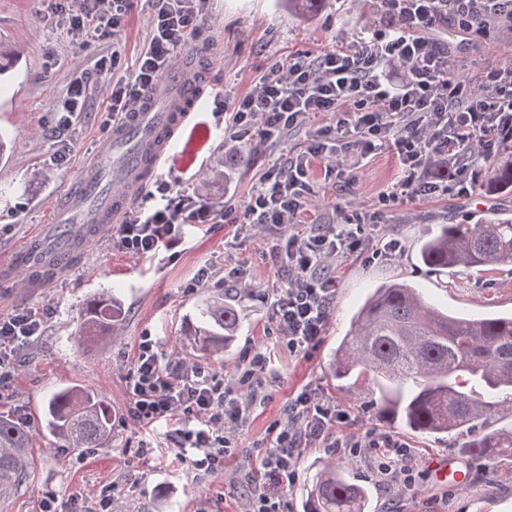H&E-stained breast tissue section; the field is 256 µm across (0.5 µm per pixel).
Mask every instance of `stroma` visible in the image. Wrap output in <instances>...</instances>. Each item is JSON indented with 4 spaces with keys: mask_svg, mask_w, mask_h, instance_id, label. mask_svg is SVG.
I'll use <instances>...</instances> for the list:
<instances>
[{
    "mask_svg": "<svg viewBox=\"0 0 512 512\" xmlns=\"http://www.w3.org/2000/svg\"><path fill=\"white\" fill-rule=\"evenodd\" d=\"M389 24L380 0H325L310 17L288 13L283 0H210L206 23L190 40L191 56L180 64L208 59L211 95L202 116L210 128L209 142L186 158L173 152L162 169L177 177L186 195L214 209H227L220 224H194L158 254L133 258L119 250L111 234L84 245L69 270L53 272L45 286L29 287L25 274L14 268L12 256L25 239L46 222L49 209L77 180L99 139L107 132L105 108L112 86L100 82L88 93L85 112L60 126L57 112L72 80L110 53L111 40L80 47L52 0H0V39L18 44L23 54L0 77V136L8 155L0 160V316L32 311L44 322V332L15 355L18 371L0 392V411L27 425L42 420L45 407L60 389L80 385L101 394L112 411V435L96 448H71L49 432L33 444L28 479L4 501L0 512H39L47 495L84 512L104 495L123 512H251L250 481H264L258 457L267 446L269 429L286 421L285 407L301 389L336 402L351 416L348 433L389 434L413 448L416 486H389L367 455H347L343 461L354 482L368 485L369 512H512V461L490 464L463 457L457 441L414 435L367 413L371 397L366 386L344 387L331 370L336 346L349 327L352 313L370 288L406 280L431 303L463 314L512 312V263L485 273L460 268L442 278L419 262L422 237L441 224H477L488 218L512 219V192L494 194L474 186L470 194L438 195L399 201L382 208L379 233L399 239L396 255L372 260L363 254L338 258L330 266L336 278V298L325 331L307 355H289L275 343L268 296L284 283L271 255L276 238L246 224L243 205L259 175L280 159L303 153L310 129L290 132L275 146L256 144L247 166L233 170L230 182L202 183L201 175L231 144L221 104L245 95L262 69L297 50L335 48L338 40L372 36ZM435 39L455 56L461 78L471 80L488 63L512 66V30L503 28L471 46L451 24H442ZM352 185L329 179L326 163L313 161L310 183L315 195L300 217L301 230L314 224H342L355 209L379 206L378 194L399 173L391 150L357 166ZM243 266L251 292L240 300L247 316L228 360L191 353L184 362L234 379L254 354L270 358V398L254 407L246 424L234 434L235 452L224 459L222 474H192L178 449L149 446V431L129 415L127 377L142 336H152L162 363L175 362L186 321L209 297L224 290L225 265ZM208 278L192 286L199 270ZM115 290L122 314L107 344L86 348L77 340L85 304L102 291ZM325 448L296 451L297 479L281 490L288 512H303L306 487L329 458ZM453 459L468 474L466 482L440 483L434 462Z\"/></svg>",
    "mask_w": 512,
    "mask_h": 512,
    "instance_id": "35a3bbf8",
    "label": "stroma"
}]
</instances>
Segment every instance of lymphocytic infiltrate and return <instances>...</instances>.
Returning <instances> with one entry per match:
<instances>
[{
	"label": "lymphocytic infiltrate",
	"mask_w": 512,
	"mask_h": 512,
	"mask_svg": "<svg viewBox=\"0 0 512 512\" xmlns=\"http://www.w3.org/2000/svg\"><path fill=\"white\" fill-rule=\"evenodd\" d=\"M140 0H58L72 33L86 41L119 34ZM151 30L132 69L123 67V49L113 45L92 70L71 82L61 109L84 108L91 84L112 83V114L129 111L150 93L157 79L188 46V38L208 16L209 0H147ZM391 29L372 38L339 41L323 53L298 51L267 66L252 89L235 102L230 128L237 140L277 143L284 131L314 126L331 115L335 125L314 127L304 154L270 166L259 178L244 209L247 223L282 231L273 252L288 286L272 303V318L289 354H306L324 332L336 296L329 260L356 252L391 256L397 239L378 234V212L358 211L345 224H314L293 229L310 202L309 161L328 159V174L344 179L338 153L366 158L388 148L401 174L379 201L389 204L437 194H468L481 175L479 156L490 155L499 140H512V67L486 65L478 80H462L456 61L431 37L442 22H455L473 38L491 28H512V0H381ZM409 75L395 79V65ZM223 213L177 190L169 176L155 180L122 223L113 241L132 257L148 256L177 241L191 224H220ZM39 318L28 312L0 318V390L15 364L10 351L38 339ZM267 358L256 353L237 381L201 367L162 365L151 337H142L128 378L130 414L135 421L167 424L163 438L189 450V467L203 474L224 470L232 430L246 421L251 406L239 400L237 385L264 387ZM286 424H273L260 465L274 483L289 487L296 478L295 451L307 446L339 454L375 453L386 481L415 486L412 448L389 435L354 436L349 415L332 401L301 390L287 406Z\"/></svg>",
	"instance_id": "lymphocytic-infiltrate-1"
}]
</instances>
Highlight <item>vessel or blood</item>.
Wrapping results in <instances>:
<instances>
[{
	"instance_id": "obj_1",
	"label": "vessel or blood",
	"mask_w": 512,
	"mask_h": 512,
	"mask_svg": "<svg viewBox=\"0 0 512 512\" xmlns=\"http://www.w3.org/2000/svg\"><path fill=\"white\" fill-rule=\"evenodd\" d=\"M204 105L200 82L179 70L165 73L153 94L113 124L75 190L54 205L47 235L34 238L40 262L65 265L78 228L100 232L117 223L132 192L160 169L176 133Z\"/></svg>"
}]
</instances>
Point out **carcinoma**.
<instances>
[{
    "instance_id": "carcinoma-1",
    "label": "carcinoma",
    "mask_w": 512,
    "mask_h": 512,
    "mask_svg": "<svg viewBox=\"0 0 512 512\" xmlns=\"http://www.w3.org/2000/svg\"><path fill=\"white\" fill-rule=\"evenodd\" d=\"M288 9L313 13L325 0H284ZM484 185L512 188V142L499 144V158ZM424 265L435 272L459 267L489 270L512 262V221L442 224L420 247ZM117 299L105 292L84 308L79 340L109 338ZM244 315L237 299L218 294L187 321L185 335L201 355L226 353ZM331 368L338 379L372 387L366 409L418 434H451L463 452L488 462L512 457V429L490 430L496 406L488 398L512 392V315L467 317L426 300L406 281L374 288L337 346ZM47 425L72 448H95L112 432V414L98 394L70 387L55 393L45 411ZM34 433L0 412V497L27 478L26 450ZM366 487L352 482L335 461L316 473L304 512H366Z\"/></svg>"
}]
</instances>
